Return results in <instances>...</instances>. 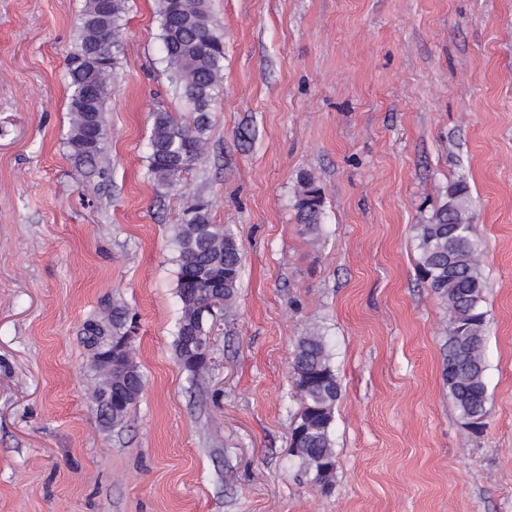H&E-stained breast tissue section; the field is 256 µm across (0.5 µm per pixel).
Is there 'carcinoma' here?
<instances>
[{
    "label": "carcinoma",
    "mask_w": 512,
    "mask_h": 512,
    "mask_svg": "<svg viewBox=\"0 0 512 512\" xmlns=\"http://www.w3.org/2000/svg\"><path fill=\"white\" fill-rule=\"evenodd\" d=\"M129 0H85L77 42L65 59L70 96L67 144L79 162L94 165L104 142V112L115 78L117 53L123 49V18ZM157 15L167 70L189 116L177 120L165 110L153 112L149 137V173L172 190L186 187L188 174L201 158L210 130V112L224 81V34L213 19L210 0H157ZM325 195L315 177L303 172L294 188V209L300 233L316 244L320 239ZM416 267L420 278L448 306L443 336L442 378L448 397L467 428L483 432L488 417L485 351L488 336L486 281L479 246L474 239V201L463 180L448 183L447 201L423 224L413 225ZM177 252V293L181 303L176 323V351L194 376L208 369L197 359L207 352L200 319L201 304L215 302L224 314L234 313L242 273V256L234 233L211 222L209 204L197 201L174 225ZM125 312L112 309L87 327L86 342L95 351L109 343L107 330L117 333ZM129 348L112 367L96 365L101 377L94 395L112 390V424L123 421L143 388ZM292 373L300 399L291 433L302 431L291 448L312 482L332 486L337 460L333 437L334 410L341 397L325 336L310 328L298 337Z\"/></svg>",
    "instance_id": "cac0c4a2"
}]
</instances>
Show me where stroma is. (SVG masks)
Masks as SVG:
<instances>
[{
	"mask_svg": "<svg viewBox=\"0 0 512 512\" xmlns=\"http://www.w3.org/2000/svg\"><path fill=\"white\" fill-rule=\"evenodd\" d=\"M83 5L0 0V512H512V0H211L224 88L189 191L243 266L197 378L175 336L187 200L148 172L154 109L187 113L157 0H130L96 169L67 144ZM303 171L326 198L315 248L292 207ZM458 179L488 285L479 435L448 399V311L412 230ZM112 307L136 319L144 381L118 425L85 342ZM312 326L341 386L327 494L290 451Z\"/></svg>",
	"mask_w": 512,
	"mask_h": 512,
	"instance_id": "obj_1",
	"label": "stroma"
}]
</instances>
